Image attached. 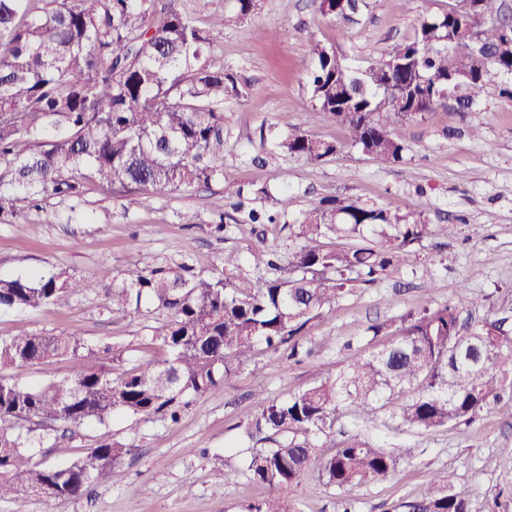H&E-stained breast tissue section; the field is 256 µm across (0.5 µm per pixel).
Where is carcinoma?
Segmentation results:
<instances>
[{
	"mask_svg": "<svg viewBox=\"0 0 512 512\" xmlns=\"http://www.w3.org/2000/svg\"><path fill=\"white\" fill-rule=\"evenodd\" d=\"M45 2L40 7L38 3ZM367 0H318L319 10L347 25L359 22ZM224 40V23L202 28L174 7V0H0V223L34 210L41 223L59 215L48 198H76L88 184L130 195L178 191L218 175L223 166L224 99L240 97L234 74L212 67L211 51ZM307 86L316 114L332 118L347 143L383 161H402L403 127L443 104V90L457 93L470 110L490 74L512 81V16L503 0H456L447 11H424L414 37L393 46L380 64L353 69L319 41ZM270 156L319 161L338 143L288 122ZM271 197L266 187L238 186L233 197L212 202L214 232L224 231L226 207L247 214L249 224H281L299 248L268 264L288 276L258 285L231 274L203 276L187 264L125 270L120 289L107 292L112 309L125 311L150 297L168 310L150 327L167 352L112 375V359L70 378L25 387L16 374L85 345L72 336L31 333L0 341V499L47 500L81 496L92 482L124 477L126 448L103 441L64 468L40 467L7 423L60 422L78 428L116 414L177 420L186 399L224 385L254 357L257 345H291L309 321L352 289L405 266L410 246L431 234L424 210L402 213L376 203L325 197L292 220L257 208ZM350 238L351 248H325L327 238ZM102 280L65 272L0 279V309H39L67 292H95ZM507 319L462 321L451 306L426 307L403 321L391 343L354 356L340 370L327 369L311 387L283 401L254 390L257 411L244 429L269 434L256 449L247 477L267 490L253 512H297L294 492L320 460L319 478L339 490L382 480L399 458L364 435L332 438L343 411L361 417L390 410L397 427L434 431L469 422L497 402L512 382V330ZM502 485L512 489V448L487 459ZM391 512H472L471 502L438 477L421 496Z\"/></svg>",
	"mask_w": 512,
	"mask_h": 512,
	"instance_id": "carcinoma-1",
	"label": "carcinoma"
}]
</instances>
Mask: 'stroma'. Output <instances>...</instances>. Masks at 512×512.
<instances>
[{"instance_id":"1","label":"stroma","mask_w":512,"mask_h":512,"mask_svg":"<svg viewBox=\"0 0 512 512\" xmlns=\"http://www.w3.org/2000/svg\"><path fill=\"white\" fill-rule=\"evenodd\" d=\"M175 6L202 26L228 20L211 63L233 73L243 91L224 103V164L238 182L267 186L275 206L292 218L326 196L402 211L422 204L434 232L413 245L409 266L353 289L314 317L299 338L306 351L301 360L259 348L254 363L238 369L223 387L196 397L178 422L123 416L77 429L36 421L14 425L41 466L68 465L104 440L126 447L125 476L116 484L94 481L76 498L0 499V512H249L267 495L245 474L252 444L241 438L255 413L256 385L264 386L268 399H287L311 386L325 368L345 367L346 340H356L357 353L367 352L370 326L383 325L385 335H394L403 317L426 306L449 305L472 321L489 314L512 321V100L500 96L499 77H492L473 111H457L449 101L408 120L399 163L345 145L331 118L314 117L305 87L310 42L333 47L353 67L377 65L393 44L413 36L424 10L421 0H369L359 23L349 27L324 16L315 0H256L241 19L235 16L236 0H175ZM284 111L300 129L339 142L336 154L319 161L284 157L265 166L254 163L261 130L278 124ZM474 125L480 137L470 135ZM232 191L218 178L175 192H145L134 206L92 185L82 197L50 200L65 223L44 224L28 212L20 218L24 232L0 224V278L65 271L104 278L110 288L122 284L128 266L155 262L171 268L185 262L198 274L218 269L260 283L276 278L277 270L267 264L269 252L286 254L299 246L281 225L244 224L234 212L224 220L223 236L211 233V203ZM186 211L196 214V223H181ZM449 223L457 226L452 238L441 232ZM484 294L491 297L490 309L473 307L471 297ZM166 316L149 302L136 312L112 310L104 291L71 293L37 310L0 309V340L39 332L72 336L88 346V354L34 365L18 377L27 386L43 385L91 367L105 349L119 369L163 358L149 328ZM327 336L335 346L323 347ZM340 427L394 450L400 465L388 478L341 491L309 470L296 492L299 512H337L343 498L355 501L358 512H390L436 476L467 496L473 512H484L499 482L484 461L512 448V394L471 422L430 432L398 429L385 411L343 418ZM226 469L237 476L225 483L217 474Z\"/></svg>"}]
</instances>
